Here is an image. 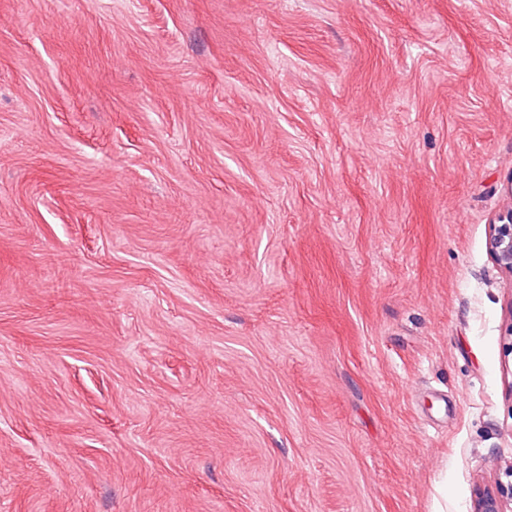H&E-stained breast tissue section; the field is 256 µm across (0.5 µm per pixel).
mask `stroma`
Returning a JSON list of instances; mask_svg holds the SVG:
<instances>
[{
  "instance_id": "stroma-1",
  "label": "stroma",
  "mask_w": 512,
  "mask_h": 512,
  "mask_svg": "<svg viewBox=\"0 0 512 512\" xmlns=\"http://www.w3.org/2000/svg\"><path fill=\"white\" fill-rule=\"evenodd\" d=\"M511 182L512 0H0V512H471ZM488 247L500 268L512 276V208L490 226Z\"/></svg>"
}]
</instances>
